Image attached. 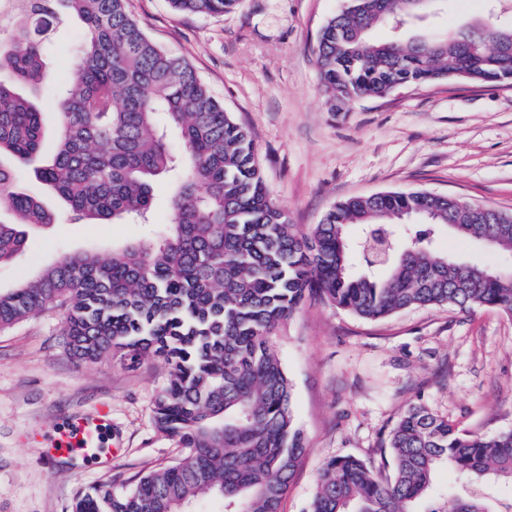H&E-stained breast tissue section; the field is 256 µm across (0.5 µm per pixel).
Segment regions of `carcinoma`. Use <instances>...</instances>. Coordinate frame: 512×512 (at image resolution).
I'll use <instances>...</instances> for the list:
<instances>
[{"mask_svg": "<svg viewBox=\"0 0 512 512\" xmlns=\"http://www.w3.org/2000/svg\"><path fill=\"white\" fill-rule=\"evenodd\" d=\"M430 0H344L322 27L316 50L331 107L448 78L496 83L512 77V27L478 19L434 38L401 29L430 13ZM181 12L220 16L239 0H171ZM85 41L50 110L35 91L45 43L71 17ZM0 32V268L26 245L28 230L55 223L43 202L19 188L32 167L63 198L72 220L146 222L154 184L169 182L171 218L155 234L112 250L84 251L0 290V330L46 311L62 315L70 353L161 358L169 374L155 424L184 455L131 487L100 485L72 512H194L218 499L222 512H279L305 448L291 385L273 344L281 321L309 297L368 321L438 306L494 308L512 316V276L438 251L441 226L512 253V224L498 210L424 191L354 197L303 232L268 196L251 132L224 110L195 71L151 41L126 0H34ZM377 27L391 37L375 40ZM179 138L174 151L169 135ZM411 224L387 260L363 258L348 234ZM392 475L353 456L326 462L309 512H512V430L477 434L418 403L389 434ZM460 480L448 504L432 496L436 473Z\"/></svg>", "mask_w": 512, "mask_h": 512, "instance_id": "carcinoma-1", "label": "carcinoma"}]
</instances>
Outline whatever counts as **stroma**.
<instances>
[{
    "label": "stroma",
    "instance_id": "1",
    "mask_svg": "<svg viewBox=\"0 0 512 512\" xmlns=\"http://www.w3.org/2000/svg\"><path fill=\"white\" fill-rule=\"evenodd\" d=\"M341 5L240 0L210 17L176 11L170 0H128L148 37L186 60L250 129L269 196L299 228L318 224L340 201L380 192L452 195L512 214V86L449 79L328 111L316 46ZM496 13L512 22L498 0H440L407 33L436 36ZM83 36L77 20L52 36L37 101L71 70ZM18 184L58 221L30 232L23 252L0 268L2 291L64 254H104L145 232L137 224L72 223L31 169H21ZM439 248L467 263L512 269V254L474 241L444 236ZM275 346L306 439L280 512H306L331 458L354 455L390 475L388 437L411 404L426 403L467 431L512 430V316L497 310L419 308L366 321L309 299L278 326ZM166 376L153 357H71L54 311L0 331V512H71L79 492L128 487L177 460L181 447L154 422ZM101 408L110 419L111 459L49 457L50 434Z\"/></svg>",
    "mask_w": 512,
    "mask_h": 512
}]
</instances>
